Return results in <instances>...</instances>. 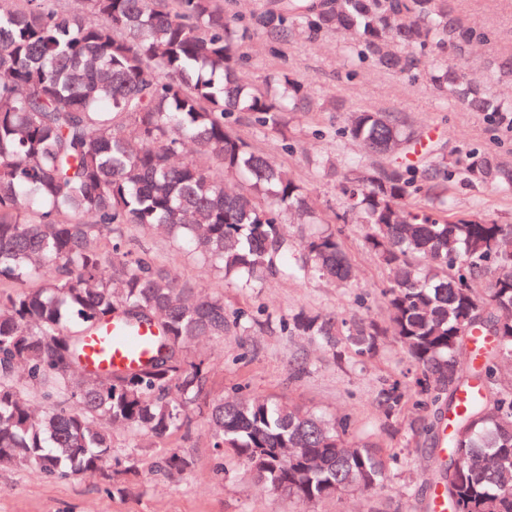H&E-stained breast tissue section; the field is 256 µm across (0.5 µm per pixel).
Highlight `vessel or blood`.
Segmentation results:
<instances>
[{"instance_id": "vessel-or-blood-1", "label": "vessel or blood", "mask_w": 512, "mask_h": 512, "mask_svg": "<svg viewBox=\"0 0 512 512\" xmlns=\"http://www.w3.org/2000/svg\"><path fill=\"white\" fill-rule=\"evenodd\" d=\"M157 334L154 326L130 333L113 323L102 324L85 341L83 363L89 369L104 370L145 362L153 353Z\"/></svg>"}]
</instances>
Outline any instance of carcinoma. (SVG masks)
Returning a JSON list of instances; mask_svg holds the SVG:
<instances>
[{
  "label": "carcinoma",
  "mask_w": 512,
  "mask_h": 512,
  "mask_svg": "<svg viewBox=\"0 0 512 512\" xmlns=\"http://www.w3.org/2000/svg\"><path fill=\"white\" fill-rule=\"evenodd\" d=\"M302 25L346 39L361 62L414 75L491 33L448 0H264L243 24L218 0H0V467L50 479L98 475L118 493L138 461L112 460L121 423L161 439L188 425L206 381L192 343L224 339L221 294H199L112 241V225L156 229L237 288L316 275L345 285L352 266L308 189L233 129L238 112L284 132L310 102L284 76L262 91L239 75L257 32L281 46ZM431 82L464 108L512 129V103L441 64ZM336 136L381 155L415 147L405 119L357 109ZM512 191V162L470 149L421 164L360 167L343 187L348 211L391 279L388 323L300 311L289 332L336 352L372 356L393 336L420 374L382 388L389 416L407 412L410 441L439 434L436 474L448 512H512V222L448 210V182ZM242 182L225 189L226 178ZM313 225L296 257L283 224ZM496 276L479 291L474 281ZM105 320L153 322L163 336L145 364L96 372L84 337ZM210 445L273 492L315 505L384 488L390 463L349 436L350 422L240 393L205 405ZM191 458L170 453L180 474Z\"/></svg>",
  "instance_id": "obj_1"
}]
</instances>
